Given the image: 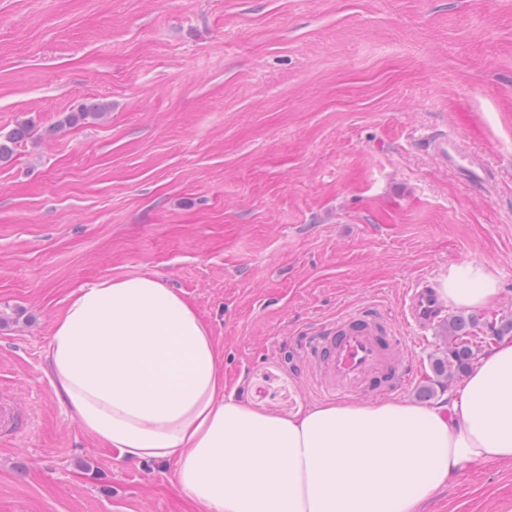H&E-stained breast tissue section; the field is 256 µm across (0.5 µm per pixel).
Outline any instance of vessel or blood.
I'll return each mask as SVG.
<instances>
[{"mask_svg": "<svg viewBox=\"0 0 512 512\" xmlns=\"http://www.w3.org/2000/svg\"><path fill=\"white\" fill-rule=\"evenodd\" d=\"M457 178L482 189L492 174L480 156L460 140L441 131L421 139ZM405 315L417 325L432 323L441 306L431 284L419 282L405 297ZM307 348L320 368V382L329 391L382 396L407 386L411 364L401 354L403 344L386 316L374 308L347 313L310 337Z\"/></svg>", "mask_w": 512, "mask_h": 512, "instance_id": "obj_1", "label": "vessel or blood"}]
</instances>
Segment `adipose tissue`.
Listing matches in <instances>:
<instances>
[{"label": "adipose tissue", "instance_id": "1", "mask_svg": "<svg viewBox=\"0 0 512 512\" xmlns=\"http://www.w3.org/2000/svg\"><path fill=\"white\" fill-rule=\"evenodd\" d=\"M438 293L478 309L498 280L453 266ZM219 358L196 310L151 274L79 289L47 348L84 430L121 459L174 464L199 512H418L448 479L512 460L511 339L432 405H315L288 418L225 392Z\"/></svg>", "mask_w": 512, "mask_h": 512}]
</instances>
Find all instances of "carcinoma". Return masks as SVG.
Wrapping results in <instances>:
<instances>
[{
	"label": "carcinoma",
	"mask_w": 512,
	"mask_h": 512,
	"mask_svg": "<svg viewBox=\"0 0 512 512\" xmlns=\"http://www.w3.org/2000/svg\"><path fill=\"white\" fill-rule=\"evenodd\" d=\"M29 135L30 129L26 125H21L5 135L0 134V160L11 155L14 147L28 139ZM474 328V321L462 315L448 318V347L445 355L435 359V379L421 389L425 396L434 395L435 387H442L445 382L459 378L467 372L482 343L481 337L475 335Z\"/></svg>",
	"instance_id": "1"
}]
</instances>
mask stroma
<instances>
[{"label": "stroma", "mask_w": 512, "mask_h": 512, "mask_svg": "<svg viewBox=\"0 0 512 512\" xmlns=\"http://www.w3.org/2000/svg\"><path fill=\"white\" fill-rule=\"evenodd\" d=\"M103 100L105 117L68 123ZM0 512H198L170 465L116 458L63 405L45 351L72 294L158 276L209 327L227 390L293 416L347 403L300 344L373 306L413 354L421 280L484 265L512 319V0H0ZM444 130L497 174L478 191L420 148ZM419 512H512V460Z\"/></svg>", "instance_id": "35a3bbf8"}]
</instances>
